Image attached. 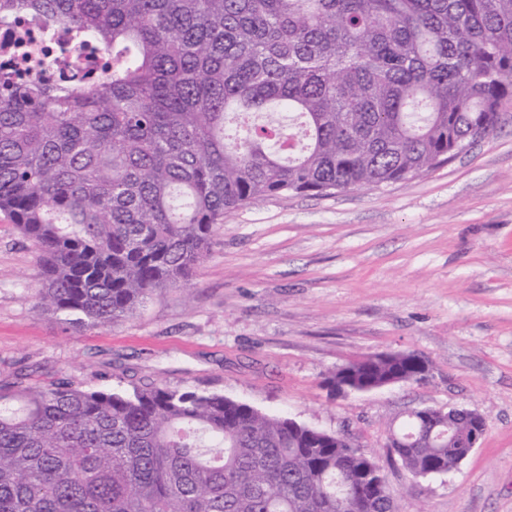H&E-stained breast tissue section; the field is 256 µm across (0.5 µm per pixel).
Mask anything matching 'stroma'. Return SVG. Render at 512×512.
<instances>
[{
	"label": "stroma",
	"mask_w": 512,
	"mask_h": 512,
	"mask_svg": "<svg viewBox=\"0 0 512 512\" xmlns=\"http://www.w3.org/2000/svg\"><path fill=\"white\" fill-rule=\"evenodd\" d=\"M39 280L0 213V380L218 393L375 454L398 512H512V98L493 136L426 175L227 214L193 288L114 327L37 312ZM389 352L417 353L428 377L350 394L327 381ZM424 407L478 410L486 432L457 469L415 478L390 425Z\"/></svg>",
	"instance_id": "stroma-1"
}]
</instances>
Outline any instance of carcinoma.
I'll return each mask as SVG.
<instances>
[{"label":"carcinoma","instance_id":"cac0c4a2","mask_svg":"<svg viewBox=\"0 0 512 512\" xmlns=\"http://www.w3.org/2000/svg\"><path fill=\"white\" fill-rule=\"evenodd\" d=\"M68 29L89 80L0 72V211L38 252L35 309L115 326L190 289L224 215L425 175L512 97V0H0ZM409 357L348 363L351 384ZM472 420L407 416L413 477ZM0 512H396L377 459L221 394L0 381ZM101 65L100 55L97 52L87 50L79 56L60 59L57 63L56 73L78 71L81 74L89 73L96 75L99 73Z\"/></svg>","mask_w":512,"mask_h":512}]
</instances>
